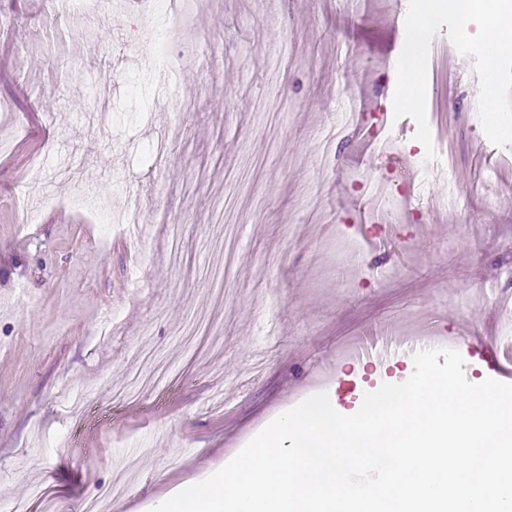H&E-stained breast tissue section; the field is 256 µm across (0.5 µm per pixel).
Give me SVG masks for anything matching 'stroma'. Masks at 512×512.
Here are the masks:
<instances>
[{
	"instance_id": "1",
	"label": "stroma",
	"mask_w": 512,
	"mask_h": 512,
	"mask_svg": "<svg viewBox=\"0 0 512 512\" xmlns=\"http://www.w3.org/2000/svg\"><path fill=\"white\" fill-rule=\"evenodd\" d=\"M407 6L198 0L188 18L142 0L89 37L72 9L0 0V507L40 512L39 486L82 512L134 455L111 512H152L304 398L350 411L397 382L410 354L352 357L373 327L457 339L466 378L492 376L512 145L486 136L474 60L443 32L426 80L437 161L413 120L390 128ZM347 91L361 107L321 160ZM388 138L414 183L379 153ZM382 181L410 184L404 202L381 203ZM451 184L457 210H436ZM86 190L139 211L142 241L104 232L75 204ZM65 393L82 404L59 411Z\"/></svg>"
}]
</instances>
